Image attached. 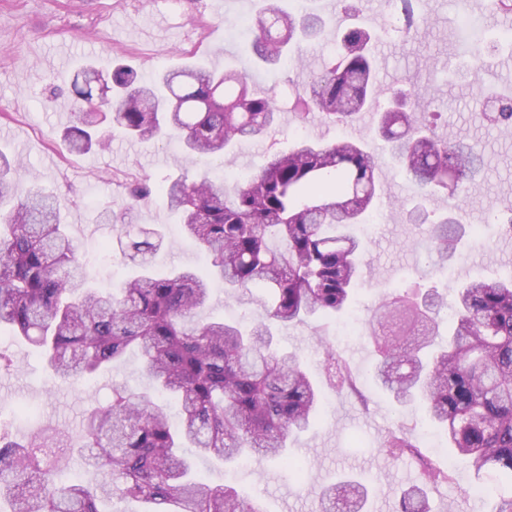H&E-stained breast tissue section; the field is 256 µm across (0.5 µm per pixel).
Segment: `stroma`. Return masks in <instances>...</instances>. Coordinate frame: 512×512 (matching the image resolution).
Returning <instances> with one entry per match:
<instances>
[{"mask_svg":"<svg viewBox=\"0 0 512 512\" xmlns=\"http://www.w3.org/2000/svg\"><path fill=\"white\" fill-rule=\"evenodd\" d=\"M327 20L321 39L301 44L302 65L256 69L244 47L246 35L228 32L250 21L258 0H0V151L16 155L23 171L38 176L61 203L69 234L84 255L109 250L108 265L91 267L97 287L108 288L134 271L117 243L119 229L101 213L118 209L139 181L158 185L186 166L177 140H135L113 135L111 144L83 155L65 149L60 113L75 110L71 80L86 62L103 71L119 62L144 75L174 66L205 63L217 69H244L256 76V89L288 100L310 75L332 62L337 33L355 24L375 33L377 81L383 97L397 89L415 93L429 110L428 128L441 140L477 144L484 174L462 191L465 224L480 226L478 236L462 240L447 264L427 261L423 228L409 223L405 207L419 199L416 185L389 156L376 123L356 121L348 128L325 123L319 113L284 111L266 140L243 144L223 161L208 164L211 175L232 179L255 171L268 153L287 150L295 135L361 142L381 161L383 194L365 255L363 291L357 305L360 324L350 331L344 319L313 317L273 328L278 348L295 352L323 396L320 414L307 431L288 442L303 480L272 461L225 464L200 459L198 471L212 484H231L242 494L264 500L267 512H316L323 485L351 477L372 489L367 512H400L402 492L415 478L413 468L390 458L382 445L399 423L414 427L420 447L440 466H453V483L427 488L431 512H490L492 502L473 489L474 474L463 459L449 460L434 434L420 425L417 408L396 410L374 385L375 352L365 336L379 300L396 288L419 286L446 303L440 331L452 328L453 302L460 285L475 275L494 276L512 269V236L485 223L489 209L512 208V135L487 117V96H512V13L492 11L490 0H418L420 22L391 26V11L381 0H351L353 9L329 8L325 0H300ZM138 221L159 225L165 238L154 256L157 268L207 260L178 232L176 218L160 196L142 204ZM266 295L255 288L231 295L215 288L203 321L234 320L252 327L265 322ZM333 347L357 378L358 393L337 391L323 370L325 347ZM135 353L74 387L62 382L38 353L9 327L0 328V425L12 439L24 440L49 428L80 445L86 414L106 404L116 386L144 389Z\"/></svg>","mask_w":512,"mask_h":512,"instance_id":"35a3bbf8","label":"stroma"}]
</instances>
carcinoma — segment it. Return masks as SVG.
Instances as JSON below:
<instances>
[{
  "instance_id": "obj_1",
  "label": "carcinoma",
  "mask_w": 512,
  "mask_h": 512,
  "mask_svg": "<svg viewBox=\"0 0 512 512\" xmlns=\"http://www.w3.org/2000/svg\"><path fill=\"white\" fill-rule=\"evenodd\" d=\"M325 20L289 10L281 0H262L252 20L251 52L276 66L290 46L311 42ZM375 36L358 26L342 32L336 63L295 91L291 109H314L334 123H353L381 93L370 43ZM101 75L92 68L74 80L88 107ZM106 83L112 88V131L104 134L75 113L63 131L71 154L108 144L112 132L149 140L181 136L191 165L224 156L243 141L265 139L280 124L276 99L250 92L248 79L217 73L204 65L170 69L149 81L117 64ZM409 94L391 95L380 113L379 130L406 177L432 198L475 179L484 165L476 146L448 144L425 133ZM493 113L501 131L512 134V98L501 97ZM22 168L0 152V326L38 350L57 375L91 377L135 347L142 376L152 392L112 388L106 406L83 422L85 465L101 475L94 486L62 479L69 452L51 431L25 442L0 434V498L10 512H101L102 500L118 497L149 505L147 512H266L263 502L235 488L212 485L194 472L193 458L226 462L261 456L288 462V439L307 430L323 397L297 354L271 348L268 331L247 332L225 321L199 323L196 316L214 282L229 291L264 288L271 294L268 318L301 324L312 317L340 316L356 303L366 243L353 232L364 224L381 195L380 161L355 141L323 142L298 137L286 152L269 155L249 177L233 184L206 172L168 177L160 190L183 233L210 257V267L155 273L152 256L164 233L134 223L135 207L152 193L135 188L130 201L102 219L123 228L119 244L137 272L110 291L91 286L81 270L78 246L64 231L56 197L41 188L23 189ZM461 207L451 215L409 210L410 222L426 225L431 252L445 262L466 234ZM434 293H388L370 322L376 362L375 384L398 407H420L455 453L469 459L477 483H498L491 512H512V274L476 276L458 291L448 343L439 335ZM324 366L340 389H356L346 362L325 348ZM175 399L182 412L170 425L154 395ZM383 448L418 470L404 490L401 512H429L426 488L454 481L414 442L402 423ZM368 489L358 480L328 485L319 512H365Z\"/></svg>"
}]
</instances>
